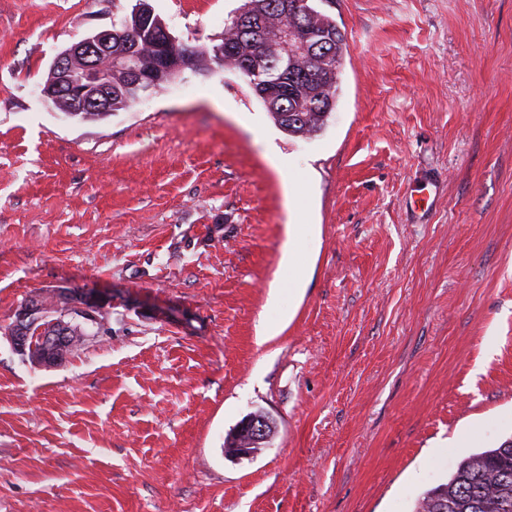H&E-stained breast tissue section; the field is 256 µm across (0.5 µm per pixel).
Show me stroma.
Returning a JSON list of instances; mask_svg holds the SVG:
<instances>
[{
    "mask_svg": "<svg viewBox=\"0 0 512 512\" xmlns=\"http://www.w3.org/2000/svg\"><path fill=\"white\" fill-rule=\"evenodd\" d=\"M149 2L190 45L241 5ZM134 3L0 0V512H412L512 437V0H327L346 52L310 139L221 68L97 120L56 109L54 59ZM278 155L321 235L303 298L272 311ZM59 287L111 304L40 367L5 331ZM257 411L269 442L226 457Z\"/></svg>",
    "mask_w": 512,
    "mask_h": 512,
    "instance_id": "35a3bbf8",
    "label": "stroma"
}]
</instances>
